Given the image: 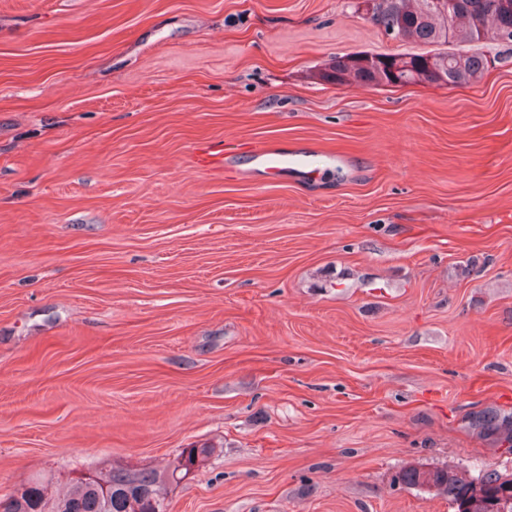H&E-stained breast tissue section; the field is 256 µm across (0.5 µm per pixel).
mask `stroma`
I'll return each mask as SVG.
<instances>
[{"label":"stroma","mask_w":512,"mask_h":512,"mask_svg":"<svg viewBox=\"0 0 512 512\" xmlns=\"http://www.w3.org/2000/svg\"><path fill=\"white\" fill-rule=\"evenodd\" d=\"M351 2L0 0V496L206 445L167 512H455L399 475L512 473L470 426L512 412V49L319 81L425 50ZM259 142L341 161L270 178ZM431 52L422 54L389 53L370 54L365 52L334 56L324 64L321 79L337 86H405L417 84H443L457 86L472 84L483 78L487 60L476 52L465 51L459 58L455 51L432 53L436 58L437 70L428 71L423 56L427 55V65L433 67ZM378 58L369 63L368 56Z\"/></svg>","instance_id":"35a3bbf8"}]
</instances>
